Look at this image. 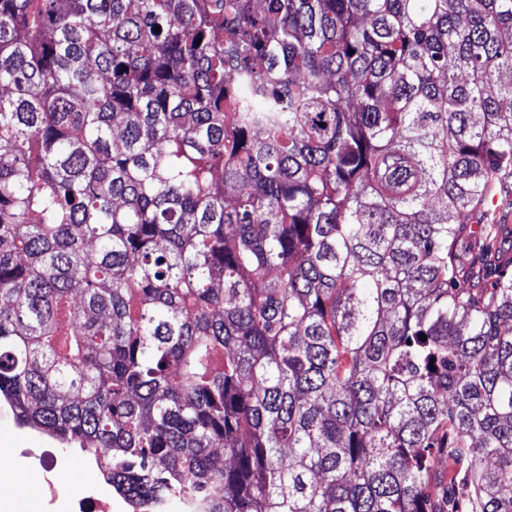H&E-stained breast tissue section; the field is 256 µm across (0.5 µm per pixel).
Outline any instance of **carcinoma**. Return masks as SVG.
<instances>
[{"mask_svg": "<svg viewBox=\"0 0 512 512\" xmlns=\"http://www.w3.org/2000/svg\"><path fill=\"white\" fill-rule=\"evenodd\" d=\"M494 196L512 0H0V398L141 510L512 512Z\"/></svg>", "mask_w": 512, "mask_h": 512, "instance_id": "cac0c4a2", "label": "carcinoma"}]
</instances>
